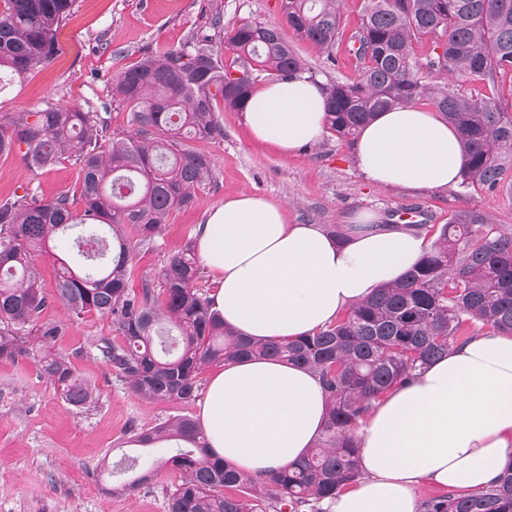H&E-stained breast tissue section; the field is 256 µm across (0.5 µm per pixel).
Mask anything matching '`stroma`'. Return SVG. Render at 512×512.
<instances>
[{
  "label": "stroma",
  "instance_id": "35a3bbf8",
  "mask_svg": "<svg viewBox=\"0 0 512 512\" xmlns=\"http://www.w3.org/2000/svg\"><path fill=\"white\" fill-rule=\"evenodd\" d=\"M225 29L245 18L279 21L278 0H76L60 29L62 54L46 68L0 89V116H18L45 102H94L109 129L125 128L127 114L112 104V77L155 45H181L204 29L214 12ZM224 139L206 144L213 179L196 192L193 207L172 215L157 250L141 254L140 273H151L193 237L208 212L242 194L282 205L291 224L346 225L362 212L383 224H444L451 212L478 209L512 228V196L380 186L360 172L352 146L330 135L296 152L255 140L244 113L219 112ZM79 188L77 168L64 160L45 169L20 157L0 158V199L30 192L49 199ZM43 320L66 324L57 350L72 354L78 375L95 384V408L78 410L63 401L34 360L0 362V512H167L175 474L165 469L126 495L112 491L107 470L130 452L126 431L161 418L197 416V404L145 403L100 358V338L113 337L109 319L68 315L52 303Z\"/></svg>",
  "mask_w": 512,
  "mask_h": 512
}]
</instances>
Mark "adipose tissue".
I'll return each mask as SVG.
<instances>
[{"label":"adipose tissue","instance_id":"obj_1","mask_svg":"<svg viewBox=\"0 0 512 512\" xmlns=\"http://www.w3.org/2000/svg\"><path fill=\"white\" fill-rule=\"evenodd\" d=\"M245 119L254 138L286 154L316 142L326 121L321 85L302 74L269 81ZM355 155L369 181L414 190L455 186L465 164L457 130L415 106L377 114ZM354 222L341 244L318 225L287 223L278 203L225 200L197 233L213 310L244 336H303L419 259L415 232L376 228L369 213ZM325 413L311 372L264 359L225 365L200 405L213 452L258 477L303 460ZM358 436L365 479L328 501L326 512H419L414 487L424 479L449 489L486 485L512 457V336L481 335L452 348L391 391Z\"/></svg>","mask_w":512,"mask_h":512}]
</instances>
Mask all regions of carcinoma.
<instances>
[{
	"instance_id": "cac0c4a2",
	"label": "carcinoma",
	"mask_w": 512,
	"mask_h": 512,
	"mask_svg": "<svg viewBox=\"0 0 512 512\" xmlns=\"http://www.w3.org/2000/svg\"><path fill=\"white\" fill-rule=\"evenodd\" d=\"M76 0H0V82L51 63L58 33ZM281 17L301 40L353 75L322 84L327 130L355 143L379 112L431 104L456 127L466 155L460 186L512 193V100L465 91L451 79L484 87L512 73V0H363L358 28L343 39L345 0H279ZM241 76L235 77L233 73ZM316 72L278 27L244 19L224 32L221 12L178 47L147 50L112 78V101L128 112L126 128L107 130L89 102L44 106L0 117V157L18 155L43 169L69 159L80 194L0 201V361L30 358L54 390L82 410L96 388L79 379L70 355L52 348L65 335L41 322L62 302L72 317L110 318L121 338H102L100 358L141 401L189 404L213 364L269 358L311 371L327 410L320 439L297 466L267 479L245 474L209 453L199 422L168 417L128 428L130 443H177L156 468L119 461L125 494L162 468L175 473L168 512H324L323 501L360 481L357 432L392 389L475 336L512 335V230L477 209L448 223L423 224L429 243L405 277L347 308L306 336H240L211 310L193 240L133 287L136 254L158 248L172 212L192 207L213 175L199 143L224 139L219 106L246 110L256 86ZM54 238L77 247L59 257L56 287H41L34 263ZM422 512H512V458L485 487L450 489L422 501Z\"/></svg>"
}]
</instances>
